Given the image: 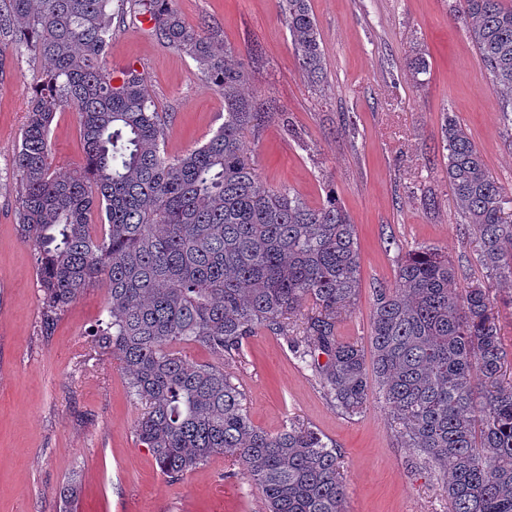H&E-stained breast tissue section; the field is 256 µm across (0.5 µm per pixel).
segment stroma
Segmentation results:
<instances>
[{"label":"stroma","instance_id":"stroma-1","mask_svg":"<svg viewBox=\"0 0 512 512\" xmlns=\"http://www.w3.org/2000/svg\"><path fill=\"white\" fill-rule=\"evenodd\" d=\"M455 0H311L325 55L323 82L299 70L276 0H176L186 23L208 20L243 63L251 98L265 115L244 145L264 182L312 206L335 187L356 229L361 286L340 337L372 359V291L393 285L399 259L420 246L447 253L459 286L487 281L480 247L459 213L445 173L442 123L453 113L492 174L512 189V126L466 31ZM424 50L427 72L407 62ZM106 65L134 66L167 118L164 148L177 155L207 142L224 122V98L195 63L163 47L147 25L125 16ZM46 68L30 54L0 60V512H59V490L78 480L75 512H263V497L229 457L216 455L172 480L162 475L134 425L141 407L116 361L96 354L91 331L107 294L88 289L41 335L42 293L33 251L16 216L13 157L29 95ZM49 139L55 171L83 159L73 110L56 113ZM232 370L254 424L276 432L303 420L340 453L350 512H448L426 470L396 441L377 389L366 410L342 415L285 341L262 332Z\"/></svg>","mask_w":512,"mask_h":512}]
</instances>
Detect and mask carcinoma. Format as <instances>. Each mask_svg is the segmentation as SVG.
<instances>
[{"instance_id": "carcinoma-1", "label": "carcinoma", "mask_w": 512, "mask_h": 512, "mask_svg": "<svg viewBox=\"0 0 512 512\" xmlns=\"http://www.w3.org/2000/svg\"><path fill=\"white\" fill-rule=\"evenodd\" d=\"M112 3L0 0V36L47 64L14 157L16 215L36 261L43 331L87 288H106V317L91 343L127 374L143 408L136 438L170 479L222 454L261 492L265 512H348L336 444L299 421L274 433L256 426L228 371L245 340L265 331L286 342L346 416L364 411L375 381L396 440L434 474L449 512H512V380L489 289L479 281L456 288V267L438 248L407 254L395 284L373 288L367 368L361 347L337 334L356 305L361 257L336 192L312 207L263 182L243 145L257 121L246 70L206 20L185 23L174 0H118L116 11ZM126 6L224 95V124L205 144L166 154V123L144 72L106 68L115 12ZM277 7L301 71L322 81L310 0ZM456 20L512 123V6L458 0ZM67 108L77 112L84 158L61 176L49 129ZM443 151L486 278L512 283V192L452 117ZM306 304L311 313L297 332L288 316ZM181 345L200 346L211 360L191 362ZM77 495L76 482L62 486L63 512H73Z\"/></svg>"}]
</instances>
